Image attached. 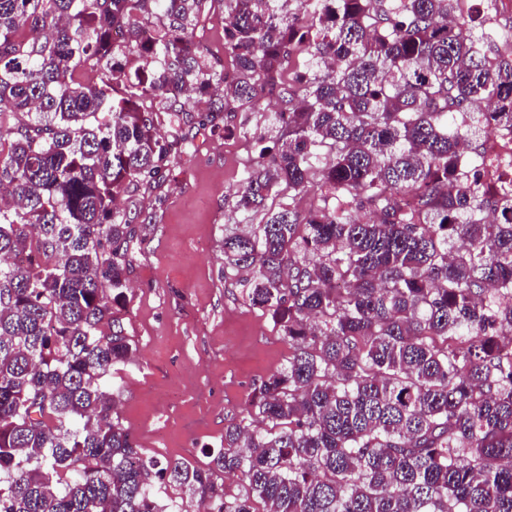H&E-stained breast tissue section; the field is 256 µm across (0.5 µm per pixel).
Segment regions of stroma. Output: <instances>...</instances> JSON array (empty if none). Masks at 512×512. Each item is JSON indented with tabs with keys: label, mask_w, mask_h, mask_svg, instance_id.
<instances>
[{
	"label": "stroma",
	"mask_w": 512,
	"mask_h": 512,
	"mask_svg": "<svg viewBox=\"0 0 512 512\" xmlns=\"http://www.w3.org/2000/svg\"><path fill=\"white\" fill-rule=\"evenodd\" d=\"M278 110L268 102L225 114V130L197 133L161 195L138 197L125 319L136 353L112 382L146 456L208 463L261 380L288 360L271 313L249 306L239 276L224 272L237 192Z\"/></svg>",
	"instance_id": "obj_1"
}]
</instances>
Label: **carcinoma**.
Wrapping results in <instances>:
<instances>
[{
	"label": "carcinoma",
	"mask_w": 512,
	"mask_h": 512,
	"mask_svg": "<svg viewBox=\"0 0 512 512\" xmlns=\"http://www.w3.org/2000/svg\"><path fill=\"white\" fill-rule=\"evenodd\" d=\"M218 2L230 73L194 39ZM290 2L0 0V512H188L170 485L201 512H512V193L487 221L468 140L481 100L512 131V60L460 0ZM187 89L213 129L283 105L224 270L291 354L205 468L145 456L106 385L135 352L118 201L191 147Z\"/></svg>",
	"instance_id": "1"
}]
</instances>
